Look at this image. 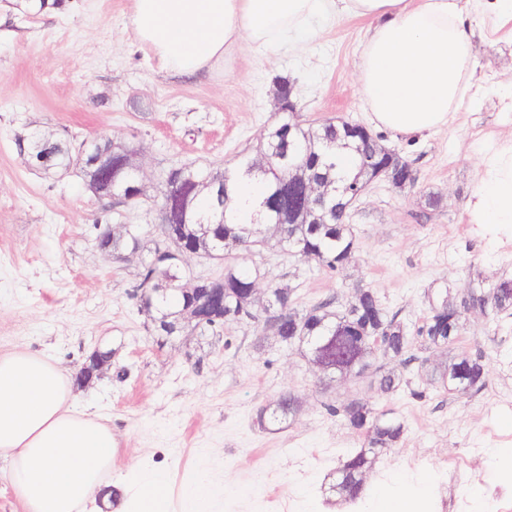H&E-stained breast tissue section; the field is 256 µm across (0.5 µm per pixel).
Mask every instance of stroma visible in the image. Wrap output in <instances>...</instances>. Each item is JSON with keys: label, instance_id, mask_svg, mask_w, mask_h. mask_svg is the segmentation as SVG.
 Instances as JSON below:
<instances>
[{"label": "stroma", "instance_id": "obj_1", "mask_svg": "<svg viewBox=\"0 0 512 512\" xmlns=\"http://www.w3.org/2000/svg\"><path fill=\"white\" fill-rule=\"evenodd\" d=\"M130 0H58L30 13L0 0V353L26 350L78 372L95 350L109 366L81 386V404L111 420L122 441L115 471L142 463L165 470L173 507L195 476L223 485V512H376L372 492L427 484L429 512H512V482L495 458L512 448V318L470 315L456 350H483L488 385L480 393L427 389L379 397L368 380L319 382L307 358L260 336L255 324L187 332L158 344L133 291L159 235L148 202L156 176L172 164L223 167L254 152L280 120L279 79L295 86L303 120L356 121L398 151L417 176L398 190L377 180L352 205L360 258L340 272L273 260L267 283L296 288L300 308L364 280L407 325L421 324L428 293L456 297L473 278L512 277V242L469 223L465 204L481 175V155L512 132V106L474 100L448 129L403 136L375 122L357 84L366 24L348 18L321 31L312 51L276 57L245 49L195 78L160 73L129 23ZM477 75L487 85L512 78V46L476 32ZM105 135L133 147L147 201L122 220L141 225L144 246L115 258L96 244L103 202L80 166L45 171L20 156L15 138ZM439 208L425 205L428 195ZM301 403L279 431L257 411L280 393ZM364 398L392 410L408 431L368 473L365 493L347 504L329 486L345 449L360 438L326 404Z\"/></svg>", "mask_w": 512, "mask_h": 512}]
</instances>
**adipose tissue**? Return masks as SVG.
<instances>
[{
  "mask_svg": "<svg viewBox=\"0 0 512 512\" xmlns=\"http://www.w3.org/2000/svg\"><path fill=\"white\" fill-rule=\"evenodd\" d=\"M368 20L359 92L382 126L412 136L448 126L490 94L476 77L475 24L512 45V0H131L140 47L161 71L189 77L248 45L308 50L318 30ZM469 223L512 237V136L483 156ZM111 425L80 405L52 359L0 354V462L25 512H169L168 479L143 464L115 472Z\"/></svg>",
  "mask_w": 512,
  "mask_h": 512,
  "instance_id": "1",
  "label": "adipose tissue"
}]
</instances>
